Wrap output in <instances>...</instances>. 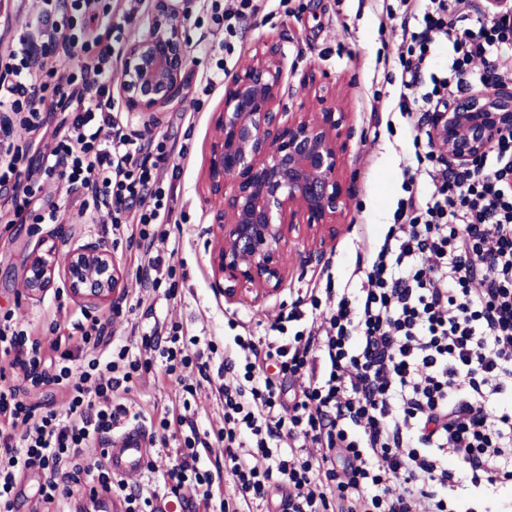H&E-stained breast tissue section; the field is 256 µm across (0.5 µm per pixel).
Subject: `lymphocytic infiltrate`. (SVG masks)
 Returning <instances> with one entry per match:
<instances>
[{
    "mask_svg": "<svg viewBox=\"0 0 512 512\" xmlns=\"http://www.w3.org/2000/svg\"><path fill=\"white\" fill-rule=\"evenodd\" d=\"M94 0H41L37 23L64 54L87 59L66 81L39 62L40 50L20 38L0 54L12 80L0 88V184H22L13 200L17 218L49 224L56 210L34 209V179L24 178L23 158L10 141L12 117L42 125L46 99L69 111L42 155L44 176L85 190L78 216L91 215L120 229L135 223L145 257L146 286L159 283L152 224L170 223L172 190L162 187L141 154L167 158L164 142L132 139L112 115L114 28L98 15L101 35L80 40L73 15ZM401 87L418 89L427 111L439 112L469 85L512 81V10L490 15L485 0H399ZM259 10L258 0H210L211 19L228 38ZM452 45L445 75L431 71L440 40ZM415 172L426 191L406 182L382 241L369 244L343 289L328 307L310 298V313L291 308L286 322L308 319L288 336L285 324L258 348L235 335L218 350L189 353L198 337L181 341L175 329L156 324L141 336L144 356L115 341L111 318L76 324L57 357L12 315L0 316V512H15L19 488L34 471L44 473L36 505L57 506L90 488L121 496L126 512H162L197 494L199 512H245L280 492L283 512H452L450 502L480 488L496 494L512 487V138L495 143L472 169L439 166L426 130L413 138ZM149 197V209L128 215V201ZM87 367L74 371L77 353ZM223 352L235 383L219 385L224 426L216 437L200 433L190 401H182L164 428L182 439L176 458L150 457L155 480L129 487L113 475L107 449L91 455L94 441L111 435L128 410L121 401L140 370L160 357L166 375ZM274 373H267L266 364ZM56 385L68 408L28 403L14 382ZM297 380L293 397L283 382ZM317 444L316 456L282 454L284 439ZM223 462L205 463L213 442ZM459 465H448L449 456Z\"/></svg>",
    "mask_w": 512,
    "mask_h": 512,
    "instance_id": "lymphocytic-infiltrate-1",
    "label": "lymphocytic infiltrate"
}]
</instances>
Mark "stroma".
Segmentation results:
<instances>
[{
  "mask_svg": "<svg viewBox=\"0 0 512 512\" xmlns=\"http://www.w3.org/2000/svg\"><path fill=\"white\" fill-rule=\"evenodd\" d=\"M188 49V76L177 99L154 116L131 112L120 89H113L114 111L128 134L166 141L174 151L166 160L149 154L163 183L176 187L175 220L164 227L165 239L156 241L153 252L171 272L162 276L157 289L139 280L143 251L129 233L115 234L98 222L79 219L64 181L39 177L40 206L55 203L58 219L53 224L13 222L14 185L0 184V313L12 312L32 335L52 345L50 322L63 330L85 316H111L115 335L130 348L141 345L143 330L160 321L175 325L185 337L199 336L223 346L232 335V322L243 323L257 339L270 336V325L292 304L307 300L310 293L333 284L342 288L352 273L358 246L382 236L393 221L397 201L403 195L404 160L413 152L415 116L397 108L401 68L398 49L402 43L397 0H261L258 14L232 38L225 55L229 74H237L264 44L277 45L286 67L282 103L287 111H319L312 89L304 87L308 75H316L328 97V105L350 115L355 136L350 143L347 175L352 180L346 225L332 251L317 258L302 248L289 249L285 258L288 276L278 295L261 306L225 302L212 283L211 229L223 207L209 193L205 171L219 138L218 115L224 89H206L205 77L216 58L201 50V39L211 37L210 9L206 0H177ZM38 0H15L8 14L0 13V53L13 41L31 36ZM63 116L62 108L47 113L46 122L33 130L13 125L11 137L22 150L23 168L36 169L38 156L50 144ZM95 241L107 246L125 271L124 300L119 314L109 307H85L72 299L63 280H56L40 298H30L23 283V269L32 250L48 243L58 251ZM219 360H212L208 377L197 369L180 368L196 394L192 402L200 431L217 432L224 425V409L215 388L221 379ZM176 385L168 380L161 363L142 372L128 396L130 412L125 425L146 435L161 433V422L175 402ZM174 438L158 440L154 449L165 455L175 448Z\"/></svg>",
  "mask_w": 512,
  "mask_h": 512,
  "instance_id": "obj_1",
  "label": "stroma"
}]
</instances>
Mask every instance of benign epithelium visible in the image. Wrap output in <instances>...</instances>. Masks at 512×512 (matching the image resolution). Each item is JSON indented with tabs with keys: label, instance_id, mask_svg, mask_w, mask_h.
Listing matches in <instances>:
<instances>
[{
	"label": "benign epithelium",
	"instance_id": "7a95c632",
	"mask_svg": "<svg viewBox=\"0 0 512 512\" xmlns=\"http://www.w3.org/2000/svg\"><path fill=\"white\" fill-rule=\"evenodd\" d=\"M188 67L175 0H154L149 30L126 48L121 89L129 109L152 113L178 95ZM279 50L268 46L224 88L222 136L206 181L223 200L213 241V286L229 303L261 305L284 281L294 243L321 255L338 233L350 188L342 170L353 130L346 113L326 108L287 116ZM428 134L454 167H471L496 142L512 137V87L470 92L434 112ZM63 277L71 297L89 307L121 304L124 271L108 248L86 243L59 255L38 248L24 274L29 296Z\"/></svg>",
	"mask_w": 512,
	"mask_h": 512
}]
</instances>
